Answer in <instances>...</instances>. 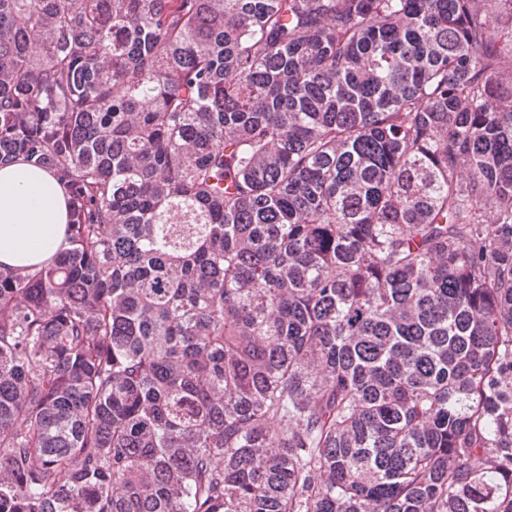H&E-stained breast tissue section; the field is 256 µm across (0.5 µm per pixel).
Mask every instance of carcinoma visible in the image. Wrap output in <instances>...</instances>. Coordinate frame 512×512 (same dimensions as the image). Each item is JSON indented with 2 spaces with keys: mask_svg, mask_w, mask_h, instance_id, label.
<instances>
[{
  "mask_svg": "<svg viewBox=\"0 0 512 512\" xmlns=\"http://www.w3.org/2000/svg\"><path fill=\"white\" fill-rule=\"evenodd\" d=\"M0 512H512V0H0ZM66 197L44 169L17 162L0 169V263L36 265L68 245Z\"/></svg>",
  "mask_w": 512,
  "mask_h": 512,
  "instance_id": "carcinoma-1",
  "label": "carcinoma"
}]
</instances>
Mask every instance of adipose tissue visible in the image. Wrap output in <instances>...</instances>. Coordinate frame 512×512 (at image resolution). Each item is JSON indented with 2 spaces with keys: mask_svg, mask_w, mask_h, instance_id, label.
Masks as SVG:
<instances>
[{
  "mask_svg": "<svg viewBox=\"0 0 512 512\" xmlns=\"http://www.w3.org/2000/svg\"><path fill=\"white\" fill-rule=\"evenodd\" d=\"M66 197L44 169L17 162L0 169V263L36 265L67 246Z\"/></svg>",
  "mask_w": 512,
  "mask_h": 512,
  "instance_id": "ef3b65f1",
  "label": "adipose tissue"
}]
</instances>
